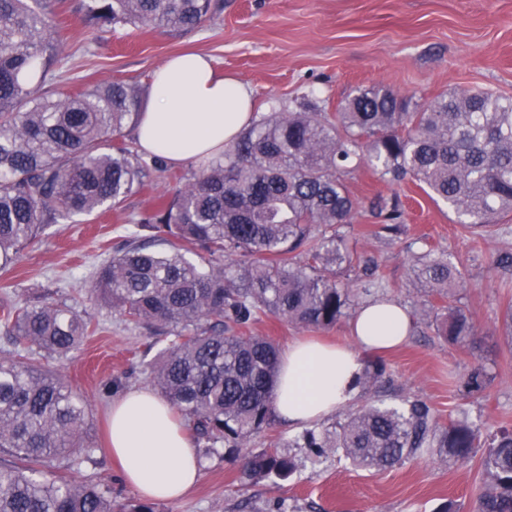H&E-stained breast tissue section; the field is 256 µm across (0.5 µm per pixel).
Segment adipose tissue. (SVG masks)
Listing matches in <instances>:
<instances>
[{
    "label": "adipose tissue",
    "instance_id": "adipose-tissue-1",
    "mask_svg": "<svg viewBox=\"0 0 512 512\" xmlns=\"http://www.w3.org/2000/svg\"><path fill=\"white\" fill-rule=\"evenodd\" d=\"M251 120V93L233 76L216 70L201 54H181L158 68L151 102L135 128L140 149L179 166L220 157ZM411 318L390 299L360 308L351 344L298 339L278 361L273 411L288 424L304 426L351 402L366 357L400 346ZM112 456L142 498L177 501L201 477V462L184 424L153 390L134 388L113 401L109 413Z\"/></svg>",
    "mask_w": 512,
    "mask_h": 512
}]
</instances>
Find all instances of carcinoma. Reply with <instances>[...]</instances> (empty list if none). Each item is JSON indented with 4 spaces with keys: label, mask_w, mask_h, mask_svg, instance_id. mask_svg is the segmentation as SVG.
Here are the masks:
<instances>
[{
    "label": "carcinoma",
    "mask_w": 512,
    "mask_h": 512,
    "mask_svg": "<svg viewBox=\"0 0 512 512\" xmlns=\"http://www.w3.org/2000/svg\"><path fill=\"white\" fill-rule=\"evenodd\" d=\"M45 0H0V272L48 224L116 209L162 159L125 143L142 108L140 89L122 81L68 90L49 78L60 46ZM214 0H85L90 24L191 30ZM364 164L384 182L425 186L481 236L489 216L512 212V97L486 90L442 94L427 104L382 88H356L336 120L319 112L262 116L161 200L135 235L86 287L136 327L169 342L145 363L154 389L191 426L197 442L240 456L246 483L295 472L277 448L254 451L251 438L273 420L278 351L247 331L260 315L328 328L354 298L377 287L375 261L349 250L339 227L354 223L356 203L344 175ZM372 216L401 231L399 198L377 196ZM167 245L158 250L156 246ZM207 263L202 270L186 257ZM420 286L444 300L435 328L472 350L471 315L451 303L462 274L446 254L412 255ZM0 317L14 351L0 358V512H155L142 502L116 504L103 484L75 485L48 473L87 458V412L66 381L24 352L47 356L78 349L91 320L65 303L14 305ZM387 367L368 364L359 383L383 382ZM488 375L475 366L465 382L480 392ZM336 452L358 469L380 471L425 454L445 464L483 449L481 492L472 512H512V428L483 433L467 418L440 423L423 400H371L320 438L308 430L291 448Z\"/></svg>",
    "instance_id": "carcinoma-1"
}]
</instances>
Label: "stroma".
Returning <instances> with one entry per match:
<instances>
[{"instance_id": "1", "label": "stroma", "mask_w": 512, "mask_h": 512, "mask_svg": "<svg viewBox=\"0 0 512 512\" xmlns=\"http://www.w3.org/2000/svg\"><path fill=\"white\" fill-rule=\"evenodd\" d=\"M221 8L190 31L163 28H102L83 21V0H47L53 35L61 54L54 67L67 88L123 81L149 92L153 74L169 57L195 51L234 75L252 93L254 116L273 112L335 114L354 88L382 86L411 103L425 104L444 92L481 88L512 97V0H220ZM195 164L166 165L151 173L141 190L117 210L83 221L47 226L40 240L21 253L0 301L19 305L45 299L84 312L94 325L81 348L46 360L39 350L31 361L49 363L87 405L86 438L90 458L62 465L59 473L76 484L101 483L116 501L135 499L107 449L106 418L113 394L146 387L142 362L153 338L127 324L112 308L87 301L84 288L137 230L136 221L160 196L182 187ZM358 203L349 247L378 264V284L356 305L391 298L412 320L406 344L385 354L391 376L383 390L391 396L427 401L439 421L460 414L480 420L485 429L512 427V341L503 334L504 313L512 304V266L498 265L512 254V213L495 216L498 229L475 237L461 226L452 208L433 202L411 180L384 182L370 170L345 177ZM398 197L405 227L398 240L378 233L369 205L376 196ZM451 255L465 284L459 304L473 317L476 350L448 345L437 336L423 310L425 292L409 266L411 253L426 249ZM252 332L286 348L312 335L346 340L348 321L329 329L308 330L283 318L264 317ZM486 366L485 389L466 394L464 382L475 364ZM302 428L273 421L250 446L278 445L297 465L286 480L246 484L239 463L226 449L203 455V475L182 501L155 503V512H438L447 500L470 508L481 487L478 458L445 465L424 455L389 470L368 472L335 455L315 457L309 449L289 448Z\"/></svg>"}]
</instances>
